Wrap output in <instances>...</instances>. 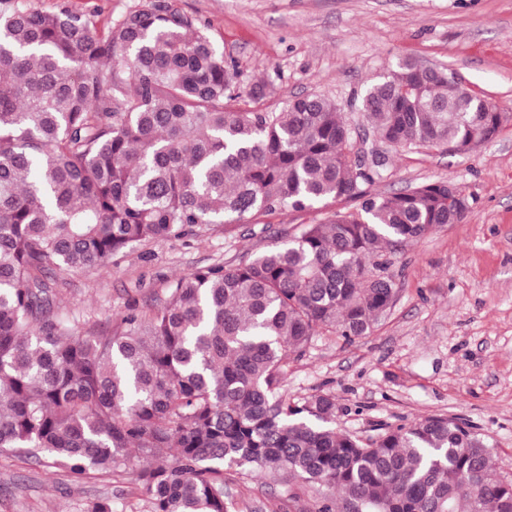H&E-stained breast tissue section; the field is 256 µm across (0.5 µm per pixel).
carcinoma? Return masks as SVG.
Returning <instances> with one entry per match:
<instances>
[{"mask_svg":"<svg viewBox=\"0 0 512 512\" xmlns=\"http://www.w3.org/2000/svg\"><path fill=\"white\" fill-rule=\"evenodd\" d=\"M274 92L163 0L103 35L69 8L0 0V452L76 479L128 471L148 512H237L228 485L256 471L326 488L318 512L337 493L363 512H512V480L466 424L428 417L364 442L336 426L331 395L282 393L314 336L369 335L394 303L390 256L465 210L446 181L367 195L387 160L366 164L353 129L395 152L470 153L512 116L412 57L369 84L354 124L322 94L234 106ZM330 200L361 206L175 279L113 332L53 312L54 273Z\"/></svg>","mask_w":512,"mask_h":512,"instance_id":"carcinoma-1","label":"carcinoma"}]
</instances>
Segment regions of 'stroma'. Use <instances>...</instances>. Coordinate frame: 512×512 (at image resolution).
<instances>
[{
    "label": "stroma",
    "mask_w": 512,
    "mask_h": 512,
    "mask_svg": "<svg viewBox=\"0 0 512 512\" xmlns=\"http://www.w3.org/2000/svg\"><path fill=\"white\" fill-rule=\"evenodd\" d=\"M155 0H32L44 12L69 7L103 34ZM205 27L243 80L270 76L274 94L238 107L277 112L296 96L321 93L355 119L374 78L413 57L455 72L512 116V0H167ZM451 181L469 208L393 257L396 296L388 316L348 343L314 337L291 361L289 399L331 394L336 421L361 438L385 424L455 418L488 436L498 476L512 479V119L476 151L389 153L372 195ZM339 201L252 218L250 228L205 227L179 240L144 243L105 266L53 277L56 310L113 331L128 305L162 304L168 284L194 270L233 266L267 248L277 231L359 209ZM240 512H317L324 493L302 481L253 473L232 484ZM107 499L114 512H147L129 476L76 481L47 458L0 454V512H87Z\"/></svg>",
    "instance_id": "35a3bbf8"
}]
</instances>
